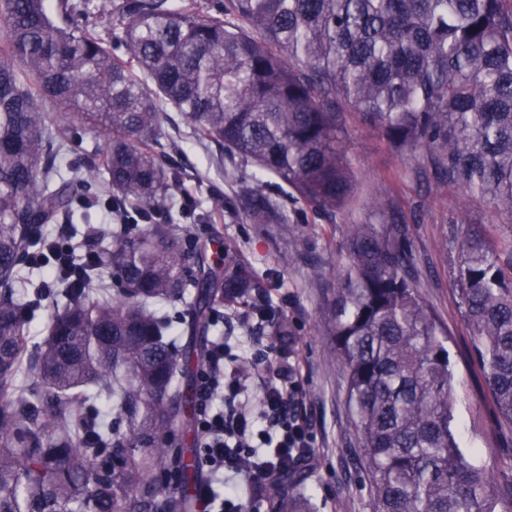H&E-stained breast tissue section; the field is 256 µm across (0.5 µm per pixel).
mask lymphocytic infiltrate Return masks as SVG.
<instances>
[{
	"mask_svg": "<svg viewBox=\"0 0 512 512\" xmlns=\"http://www.w3.org/2000/svg\"><path fill=\"white\" fill-rule=\"evenodd\" d=\"M226 351L224 341L213 342L199 373L198 430L208 466L259 486L280 469L278 463L259 460L258 448L276 450L291 464H304L315 448L314 425L297 396L298 372L282 355L267 360L268 376L255 398L245 373L226 359Z\"/></svg>",
	"mask_w": 512,
	"mask_h": 512,
	"instance_id": "1",
	"label": "lymphocytic infiltrate"
}]
</instances>
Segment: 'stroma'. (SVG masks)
Masks as SVG:
<instances>
[{
  "instance_id": "1",
  "label": "stroma",
  "mask_w": 512,
  "mask_h": 512,
  "mask_svg": "<svg viewBox=\"0 0 512 512\" xmlns=\"http://www.w3.org/2000/svg\"><path fill=\"white\" fill-rule=\"evenodd\" d=\"M341 136L356 172L357 198L330 220L317 216L305 203H289L287 224H236L224 214L210 212L207 201L212 195L233 197L238 178L251 177L254 169L240 158L221 155L215 145L200 143L184 123H177L172 140L158 149L163 161L180 171V190L196 202L202 215L198 221L182 219L181 229L203 241L214 231L234 235L254 271L271 282L262 291L264 298L293 326L281 351L300 371L301 392L319 441L304 465L308 508L372 512L368 479L356 460L358 437L344 376L324 369L332 346L319 323L330 292L310 277L311 267L318 265L326 280L334 281L346 259V228L367 219L364 199L371 194L390 200L411 227L421 296L448 330V352L457 379L453 425L461 443L477 449L498 486H511L512 425L497 418L484 371L472 353L471 330L454 289L456 254L439 247L440 241L452 237L456 221L480 224L496 234L502 229L501 219L488 202L467 196L456 185L430 183L418 176L419 153L395 152L380 134L363 127L356 115L347 114ZM292 237L299 245L295 252L288 249Z\"/></svg>"
}]
</instances>
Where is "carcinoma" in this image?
I'll return each mask as SVG.
<instances>
[{
    "label": "carcinoma",
    "mask_w": 512,
    "mask_h": 512,
    "mask_svg": "<svg viewBox=\"0 0 512 512\" xmlns=\"http://www.w3.org/2000/svg\"><path fill=\"white\" fill-rule=\"evenodd\" d=\"M107 12L106 43L90 16ZM0 512H193L202 479L188 388L221 301L279 341L288 317L233 236L220 257L192 254L171 217L180 173L155 146L166 109L190 133L238 156L269 182L239 180L209 208L253 224H289L285 196L331 219L355 196L339 134L360 117L398 151L422 152L435 181L459 185L512 224V0H0ZM104 137L77 167L63 128ZM105 183L130 220L97 234L93 257L71 263L31 387L15 388L29 303L18 269L53 258L48 224L85 219L80 193ZM348 225L346 261L324 312L366 465L373 512H512L452 429L455 377L448 332L421 298L410 227L379 196ZM458 304L499 417L512 424V229L462 224L454 238ZM112 266V287L99 270ZM181 308L169 339L161 308ZM112 396V422L75 415ZM288 465L261 496L294 512Z\"/></svg>",
    "instance_id": "cac0c4a2"
}]
</instances>
